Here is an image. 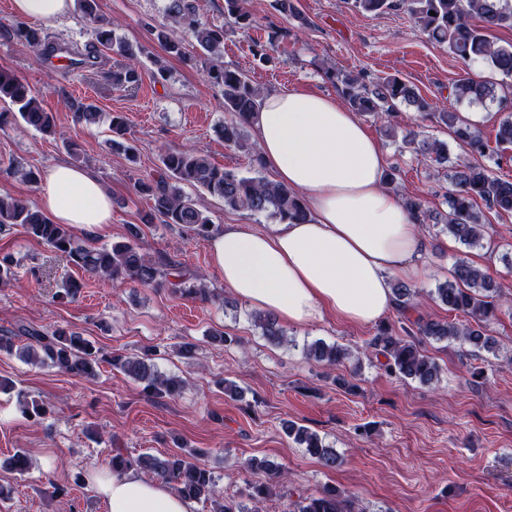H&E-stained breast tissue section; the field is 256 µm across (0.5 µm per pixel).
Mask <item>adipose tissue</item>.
Listing matches in <instances>:
<instances>
[{
    "label": "adipose tissue",
    "instance_id": "adipose-tissue-1",
    "mask_svg": "<svg viewBox=\"0 0 512 512\" xmlns=\"http://www.w3.org/2000/svg\"><path fill=\"white\" fill-rule=\"evenodd\" d=\"M264 165L302 195L304 224L254 231L227 224L210 237L225 289L291 325L333 314L356 325L394 306L392 283L417 279L430 243L402 196L385 186L379 140L340 98L267 92L253 119ZM54 222L93 232L112 221V197L90 171L59 162L40 183ZM110 512H195L192 500L133 467L99 480Z\"/></svg>",
    "mask_w": 512,
    "mask_h": 512
}]
</instances>
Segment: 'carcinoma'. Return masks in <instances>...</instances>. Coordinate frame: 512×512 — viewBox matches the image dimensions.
<instances>
[{
    "instance_id": "1",
    "label": "carcinoma",
    "mask_w": 512,
    "mask_h": 512,
    "mask_svg": "<svg viewBox=\"0 0 512 512\" xmlns=\"http://www.w3.org/2000/svg\"><path fill=\"white\" fill-rule=\"evenodd\" d=\"M248 0H224V13L239 28L252 26L254 17L247 8ZM356 11L382 14L388 10H406L430 40L445 45L463 61H479L504 79L512 78V44L501 45L490 39L488 30L512 26V0H346ZM94 40L93 50L85 54L84 62L93 65L95 53L111 49L113 44L110 22L100 15L97 0H76ZM435 15H430V12ZM166 13L173 28L160 27L155 37L169 55L189 61V48L200 49L213 57L207 74L211 82L221 88L224 110L231 119L220 126L224 144L236 148L247 147L244 128L251 124L261 99L260 90L237 69L224 65V28L202 22L197 14L196 0H167ZM479 19L480 24L473 23ZM14 39L32 47L40 57L53 51L51 42L41 32L23 23L11 28ZM325 74L340 88L351 111L379 118L387 136L396 138V109L405 104L422 118H432L446 126L455 143L472 154L483 155L488 149L482 132L464 123L455 111H433L432 104L397 75L376 81L366 80L363 74L343 73L326 69ZM450 94L458 102L483 103L494 99L493 83L488 80L463 77L454 82ZM0 102L13 105L19 117L29 126L43 132H55L52 113L45 111L38 95L14 72L0 67ZM113 134L112 146L128 153L135 148L123 142L127 124L118 114L109 124ZM497 146L512 147V109L502 107V116L495 136ZM401 148L446 166V177L455 186L448 198V211L438 223L466 247L483 245L486 218L478 203L498 216L512 217V180L495 176L482 164L459 167L450 163L448 143L436 138H416L413 133L402 137ZM162 169L150 179L140 178L134 183L135 191L152 201L151 212L143 218L150 224L159 221L166 225H179L195 235L208 237L212 224L184 187L202 189L209 195L224 200V206L234 210L266 213L279 223H304L309 211L303 197L294 190L255 173L241 175L219 167L208 157L190 150L166 151L161 155ZM19 226L34 239L77 269L107 278L112 282L134 284L148 288H169L173 293L207 301L214 297L207 288L205 275L183 269L181 263L169 254L159 252L146 257L141 251V228L133 224L123 241L108 246H94L81 240L67 224H56L41 210L27 201L11 196H0V230ZM20 260L9 251L0 250V287L17 281ZM395 305L403 314L400 325H382L372 337L369 348L384 358L380 367L389 375L429 385L438 378L439 366L416 341V337L436 341L462 342L475 351L496 352L497 341L491 325L498 320L503 305L500 290L492 276L484 269L461 259L451 273V280L435 289L436 298L448 307L471 318L465 323L440 321L420 317L411 320L406 312L413 304L415 291L405 285L393 287ZM261 335L272 343L287 342L285 330L269 314L254 315ZM25 341L26 360L40 367L56 368L80 378L96 375L95 365L105 360L101 349L77 331L58 328L43 329L19 325L0 334V351H12L14 340ZM309 360L332 366L355 358V354L338 344L322 340L308 346ZM112 368L144 385V391L156 396H174L184 387L183 380L161 372L153 354L142 356L113 355L108 359ZM288 436L306 448L307 453L326 466L336 464V453L316 433L302 426H286ZM134 466L139 471L160 478L186 498L208 504L211 512H247L240 505L228 502L218 486L219 478L208 467L186 457H159L142 453L126 457L116 448L108 462V469ZM298 512H355L353 502L341 491L325 485L299 501Z\"/></svg>"
}]
</instances>
